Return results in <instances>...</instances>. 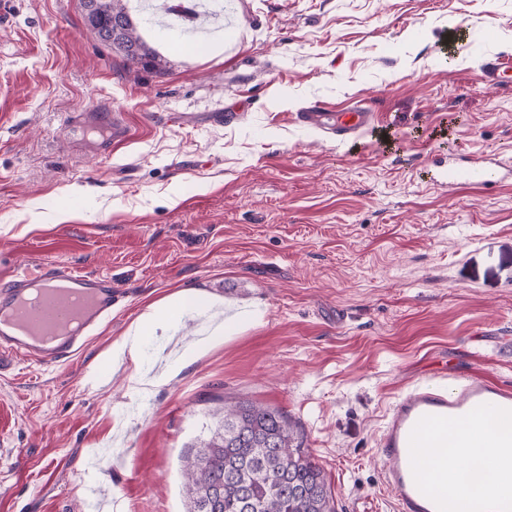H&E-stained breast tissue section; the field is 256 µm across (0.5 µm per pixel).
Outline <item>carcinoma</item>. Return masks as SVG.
I'll list each match as a JSON object with an SVG mask.
<instances>
[{
  "label": "carcinoma",
  "instance_id": "carcinoma-1",
  "mask_svg": "<svg viewBox=\"0 0 512 512\" xmlns=\"http://www.w3.org/2000/svg\"><path fill=\"white\" fill-rule=\"evenodd\" d=\"M81 4L102 44L132 66L156 68L125 0ZM303 445L304 432L281 409L224 405L211 437L184 458L187 512H334L326 476Z\"/></svg>",
  "mask_w": 512,
  "mask_h": 512
}]
</instances>
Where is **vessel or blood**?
<instances>
[{
  "instance_id": "obj_1",
  "label": "vessel or blood",
  "mask_w": 512,
  "mask_h": 512,
  "mask_svg": "<svg viewBox=\"0 0 512 512\" xmlns=\"http://www.w3.org/2000/svg\"><path fill=\"white\" fill-rule=\"evenodd\" d=\"M300 124L345 139L371 126L374 115L354 107L333 112L315 104L298 112ZM74 126L99 132L95 150L112 151L127 136L108 106L76 112ZM512 177L495 160L466 162L449 156L433 181L486 189ZM119 301L110 277L56 266L15 275L0 285V372L22 362H46L76 354ZM498 448L479 465L495 484L459 501L448 489L453 472L448 447ZM379 448L385 484L397 512H512V388L475 376L447 388L413 383L386 415Z\"/></svg>"
}]
</instances>
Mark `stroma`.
I'll list each match as a JSON object with an SVG mask.
<instances>
[{
	"mask_svg": "<svg viewBox=\"0 0 512 512\" xmlns=\"http://www.w3.org/2000/svg\"><path fill=\"white\" fill-rule=\"evenodd\" d=\"M127 7L166 67H129L80 0L0 16V282L47 264L125 299L71 358L0 376V512H187L181 462L224 403L298 422L336 512H395L388 410L449 368L512 385V183L433 182L449 154L512 164V0H231L223 34L179 48ZM363 103L339 142L296 124ZM105 103L101 157L69 127ZM186 319L105 363L149 306ZM221 340L201 343L213 333ZM173 377L146 396L133 371ZM71 118L72 125L100 133V140L94 144L96 153H112V143L122 141L127 136L126 127L119 121L118 115L105 104L93 110L72 113Z\"/></svg>",
	"mask_w": 512,
	"mask_h": 512,
	"instance_id": "obj_1",
	"label": "stroma"
}]
</instances>
